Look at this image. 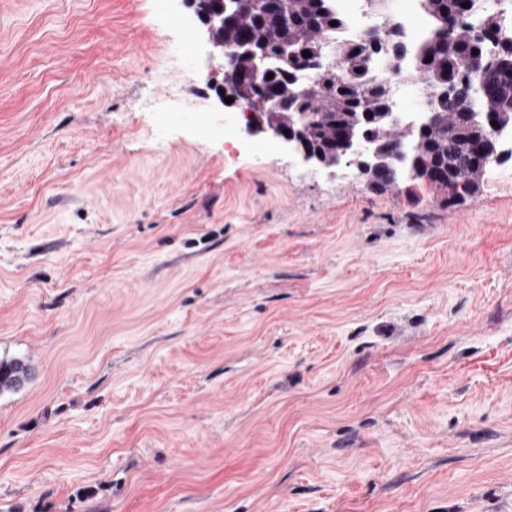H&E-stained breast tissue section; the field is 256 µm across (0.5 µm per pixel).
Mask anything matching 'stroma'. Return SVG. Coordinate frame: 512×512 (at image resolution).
<instances>
[{
	"label": "stroma",
	"mask_w": 512,
	"mask_h": 512,
	"mask_svg": "<svg viewBox=\"0 0 512 512\" xmlns=\"http://www.w3.org/2000/svg\"><path fill=\"white\" fill-rule=\"evenodd\" d=\"M207 53L185 0H0V512H512V157L373 193ZM29 367L22 360L0 361V392L13 390L22 386L27 379Z\"/></svg>",
	"instance_id": "35a3bbf8"
}]
</instances>
